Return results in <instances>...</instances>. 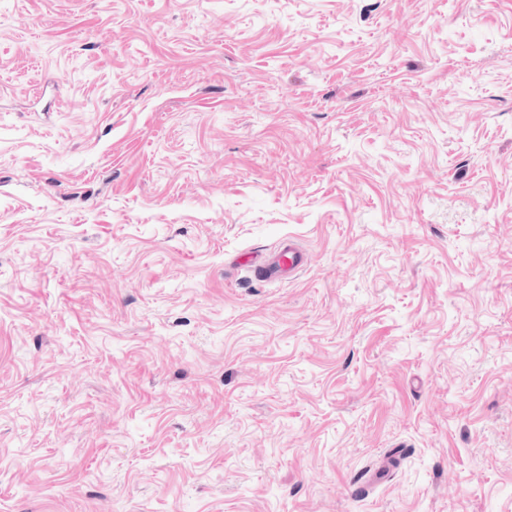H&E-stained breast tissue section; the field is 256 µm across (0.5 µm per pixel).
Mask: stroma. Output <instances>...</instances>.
<instances>
[{
    "instance_id": "stroma-1",
    "label": "stroma",
    "mask_w": 512,
    "mask_h": 512,
    "mask_svg": "<svg viewBox=\"0 0 512 512\" xmlns=\"http://www.w3.org/2000/svg\"><path fill=\"white\" fill-rule=\"evenodd\" d=\"M0 512H512V0H0ZM307 262L306 252L293 239H288L255 266L254 272L272 281L291 280Z\"/></svg>"
}]
</instances>
